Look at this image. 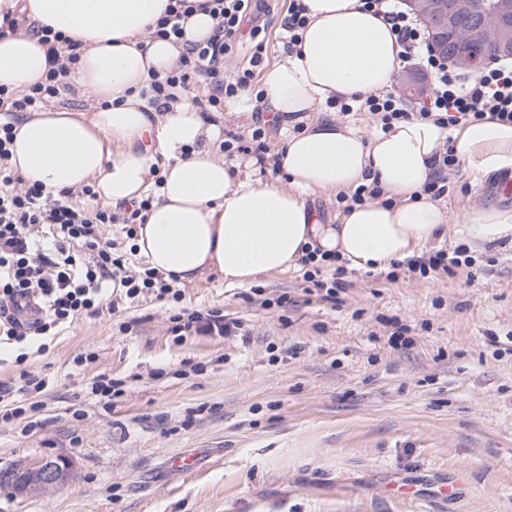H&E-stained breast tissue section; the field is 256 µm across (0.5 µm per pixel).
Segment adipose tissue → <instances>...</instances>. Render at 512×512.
<instances>
[{
  "label": "adipose tissue",
  "instance_id": "ef3b65f1",
  "mask_svg": "<svg viewBox=\"0 0 512 512\" xmlns=\"http://www.w3.org/2000/svg\"><path fill=\"white\" fill-rule=\"evenodd\" d=\"M169 0H0L6 10L52 26L81 45L70 74L97 106L24 113L10 147L12 168L46 193L94 184L112 207L155 192L138 228V251L178 282L218 273L226 287L299 269L308 249L356 271H386L455 233L470 243L512 241V208L476 207L455 218L420 198L434 157L452 141L472 180L512 170V124L483 119L448 130L409 119L363 134L337 122L327 101L388 89L402 66L389 24L360 0H301L303 40L262 75L267 109L284 135L281 178L231 169L216 148L222 124L178 100L166 112L139 96L149 69L167 70L180 48L149 39ZM45 46L27 29L0 36V84L22 90L44 80ZM164 177L154 188L153 170ZM378 180L381 199L352 205L322 224L306 205L318 191H352Z\"/></svg>",
  "mask_w": 512,
  "mask_h": 512
}]
</instances>
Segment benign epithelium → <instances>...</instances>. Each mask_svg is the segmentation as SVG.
I'll use <instances>...</instances> for the list:
<instances>
[{"label": "benign epithelium", "mask_w": 512, "mask_h": 512, "mask_svg": "<svg viewBox=\"0 0 512 512\" xmlns=\"http://www.w3.org/2000/svg\"><path fill=\"white\" fill-rule=\"evenodd\" d=\"M429 32L433 49L451 64L480 72L500 57L512 56V0H403ZM500 23L492 28L488 16ZM428 75L421 70L407 71L399 77L408 92L424 90ZM66 471L45 467L37 461L20 477L19 492L40 495L65 480Z\"/></svg>", "instance_id": "benign-epithelium-1"}]
</instances>
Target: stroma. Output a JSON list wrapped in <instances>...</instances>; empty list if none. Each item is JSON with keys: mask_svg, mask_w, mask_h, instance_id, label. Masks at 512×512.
I'll return each instance as SVG.
<instances>
[{"mask_svg": "<svg viewBox=\"0 0 512 512\" xmlns=\"http://www.w3.org/2000/svg\"><path fill=\"white\" fill-rule=\"evenodd\" d=\"M289 4L260 2L267 64ZM447 188L455 213L512 206L495 173L474 185L457 167ZM468 254L471 266L424 277L348 270L332 295L299 271L241 288L210 273L178 303L106 289L47 352L28 346L19 364L0 348L14 389L0 410L25 409L0 420V470L70 462L45 494L0 492V512H512V244ZM183 308L241 333L176 338ZM26 372L48 378L43 394L19 392ZM102 373L121 397L92 394ZM187 454L196 471H173Z\"/></svg>", "mask_w": 512, "mask_h": 512, "instance_id": "35a3bbf8", "label": "stroma"}]
</instances>
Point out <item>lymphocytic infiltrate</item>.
I'll return each instance as SVG.
<instances>
[{
    "label": "lymphocytic infiltrate",
    "instance_id": "1",
    "mask_svg": "<svg viewBox=\"0 0 512 512\" xmlns=\"http://www.w3.org/2000/svg\"><path fill=\"white\" fill-rule=\"evenodd\" d=\"M364 5L384 18L402 48L404 62L422 64L432 76L426 96L410 105L395 89L357 96L354 102L336 99L331 109L375 115L382 129L394 123L420 118L441 128L455 127L487 117L512 123V66L500 64L476 74H468L436 55L429 34L417 18L403 10L400 0H364ZM211 14L216 25L206 41L185 48L165 74H153L141 92L157 111H165L178 95L192 96L203 111L222 110L226 99L244 89H255L256 72L266 57V45L256 26L257 0H169L155 22L150 38L179 42L181 22L193 13ZM251 30H244V23ZM47 48L51 67L44 82L26 90L0 85V335L26 345L51 335L81 313H95L102 284L111 279L133 297L145 291L180 299L172 279L150 267L128 270L124 253L114 242L104 240L101 228L122 225L126 238L137 235L150 199L134 200L121 211L97 202L91 186L81 190L62 189L58 196L45 194L41 185L27 183L14 175L10 165V145L19 113L29 111L67 89L66 78L80 57L79 43L51 26L34 27ZM254 41L249 66L225 75L224 61L234 52L242 34ZM95 199L92 210L74 206V194ZM177 336L207 334L228 336L238 332L239 322L225 321L210 311L182 310L172 315Z\"/></svg>",
    "mask_w": 512,
    "mask_h": 512
}]
</instances>
